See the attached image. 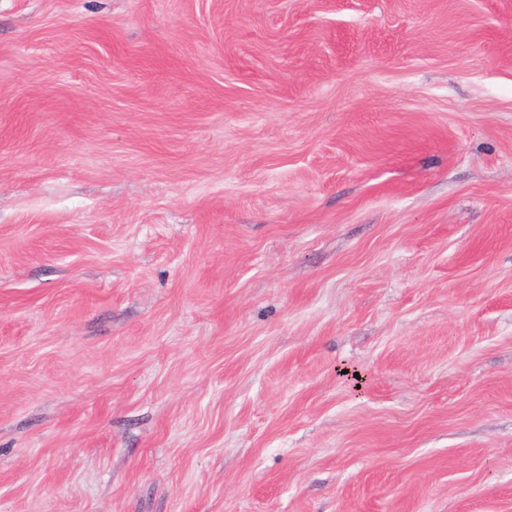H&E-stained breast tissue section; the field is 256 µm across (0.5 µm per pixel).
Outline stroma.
Segmentation results:
<instances>
[{
    "label": "stroma",
    "mask_w": 512,
    "mask_h": 512,
    "mask_svg": "<svg viewBox=\"0 0 512 512\" xmlns=\"http://www.w3.org/2000/svg\"><path fill=\"white\" fill-rule=\"evenodd\" d=\"M0 512H512V0H0Z\"/></svg>",
    "instance_id": "1"
}]
</instances>
